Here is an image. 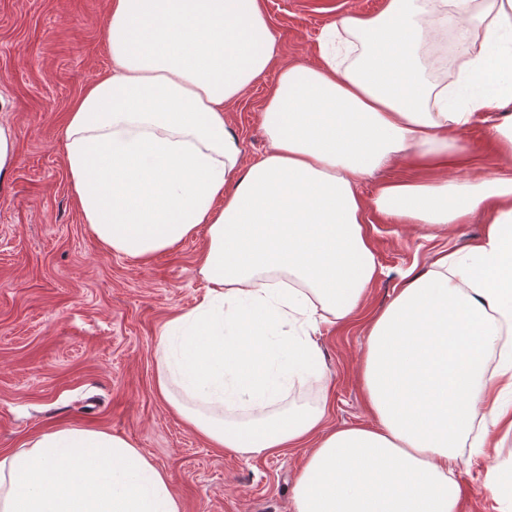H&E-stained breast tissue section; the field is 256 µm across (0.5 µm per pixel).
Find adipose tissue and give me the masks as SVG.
<instances>
[{"label": "adipose tissue", "mask_w": 512, "mask_h": 512, "mask_svg": "<svg viewBox=\"0 0 512 512\" xmlns=\"http://www.w3.org/2000/svg\"><path fill=\"white\" fill-rule=\"evenodd\" d=\"M451 27L454 79L430 80ZM111 69L72 103L64 161L85 224L140 263L206 230L208 291L157 345L158 394L214 447L307 448L294 512H460L448 464L468 437L512 433V174L469 166L458 134L500 110L512 160V0H384L351 11L319 65L283 62L261 0H110ZM269 149L247 162L227 112L269 69ZM410 168L364 198L386 164ZM435 230L485 217L480 239L407 271L369 320L360 371L370 423L327 427L328 400L288 406L323 377L319 323L361 314L378 266L371 213ZM0 512H182L169 473L128 438L43 431L0 455Z\"/></svg>", "instance_id": "1"}]
</instances>
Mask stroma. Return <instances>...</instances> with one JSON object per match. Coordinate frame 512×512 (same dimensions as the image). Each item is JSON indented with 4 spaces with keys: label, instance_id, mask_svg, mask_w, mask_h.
Masks as SVG:
<instances>
[{
    "label": "stroma",
    "instance_id": "35a3bbf8",
    "mask_svg": "<svg viewBox=\"0 0 512 512\" xmlns=\"http://www.w3.org/2000/svg\"><path fill=\"white\" fill-rule=\"evenodd\" d=\"M383 0H262L283 61L315 66L326 28L344 13H374ZM108 0H0V124L13 129L16 158L0 185V453L42 431L79 425L130 439L171 475L183 512H293L291 488L304 449L243 458L211 447L158 395L156 352L164 323L206 291L198 273L205 235L142 264L105 248L84 224L64 163L62 126L73 101L110 65ZM268 72L229 113L245 160L263 156ZM495 112L459 140L487 173ZM378 279L366 318L320 324L323 379L295 386L288 400L329 397V426L369 422L359 371L370 314L392 299L409 269L439 250H460L484 232L482 216L433 235L422 224L375 217ZM461 512H499L490 471L512 481V436L488 455L453 464Z\"/></svg>",
    "mask_w": 512,
    "mask_h": 512
}]
</instances>
